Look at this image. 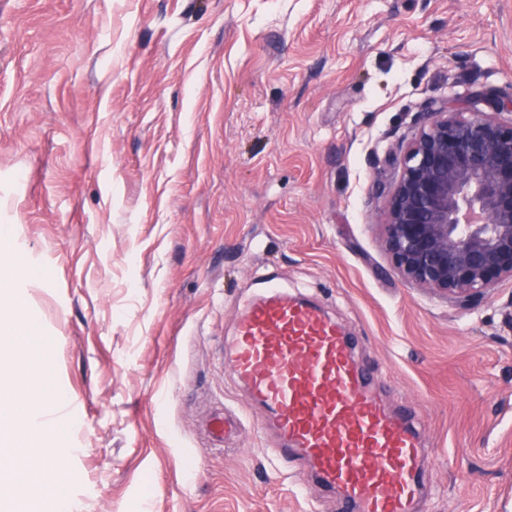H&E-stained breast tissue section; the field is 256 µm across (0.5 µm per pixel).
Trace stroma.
<instances>
[{"label": "stroma", "mask_w": 512, "mask_h": 512, "mask_svg": "<svg viewBox=\"0 0 512 512\" xmlns=\"http://www.w3.org/2000/svg\"><path fill=\"white\" fill-rule=\"evenodd\" d=\"M512 97V0H0V342L32 512H342L271 461L222 355L271 274L312 297L429 462L419 512H512V283H404L375 180L427 105ZM47 415L48 413L43 411L41 413L40 421L35 422L22 430H1L0 439H8L19 453L24 450L28 451L33 447H39L42 442L44 431L49 422V420L46 419Z\"/></svg>", "instance_id": "35a3bbf8"}]
</instances>
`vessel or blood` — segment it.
I'll return each mask as SVG.
<instances>
[{
  "instance_id": "1",
  "label": "vessel or blood",
  "mask_w": 512,
  "mask_h": 512,
  "mask_svg": "<svg viewBox=\"0 0 512 512\" xmlns=\"http://www.w3.org/2000/svg\"><path fill=\"white\" fill-rule=\"evenodd\" d=\"M228 351L276 456L312 466L345 512H415L425 461L411 414L382 402L318 305L266 280L237 313Z\"/></svg>"
}]
</instances>
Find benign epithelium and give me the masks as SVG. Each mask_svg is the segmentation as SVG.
<instances>
[{
	"mask_svg": "<svg viewBox=\"0 0 512 512\" xmlns=\"http://www.w3.org/2000/svg\"><path fill=\"white\" fill-rule=\"evenodd\" d=\"M507 108L512 101L487 92L427 106L398 178L372 187L396 273L462 305L512 281V126L499 118Z\"/></svg>",
	"mask_w": 512,
	"mask_h": 512,
	"instance_id": "benign-epithelium-1",
	"label": "benign epithelium"
}]
</instances>
